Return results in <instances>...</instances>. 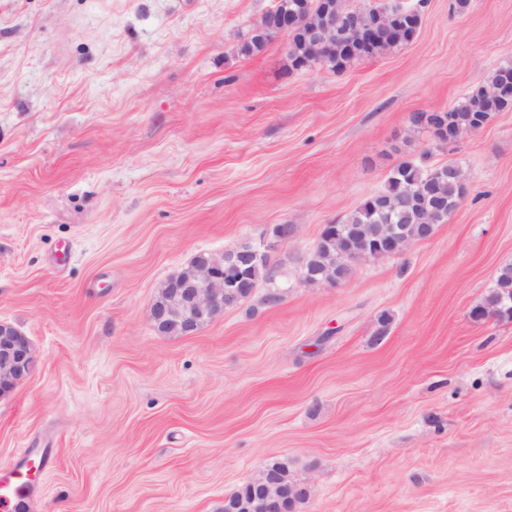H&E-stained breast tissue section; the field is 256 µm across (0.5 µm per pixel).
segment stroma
Here are the masks:
<instances>
[{"mask_svg":"<svg viewBox=\"0 0 512 512\" xmlns=\"http://www.w3.org/2000/svg\"><path fill=\"white\" fill-rule=\"evenodd\" d=\"M274 0H0V469L53 449L36 512H224L273 462L296 512H512V111L447 149L413 125L512 63V0H426L408 44L334 72L241 47ZM409 160L469 190L434 236L301 279L324 225ZM295 236L192 336L149 320L198 253ZM279 289L278 303L266 301ZM512 296V265H507L502 267L497 275L496 278V284L495 287L490 291V293L483 299L481 303L473 307V310L478 312L482 309H487L488 307H491L495 305L501 296ZM506 308V303H502V307L500 308H489L487 310H483L480 313V317L478 319H475L472 317V319L481 321V320H488L496 317H508L512 318V309L510 313L503 312L501 314V311ZM501 314V315H500ZM36 366L29 339L8 323L0 322V394L25 384Z\"/></svg>","mask_w":512,"mask_h":512,"instance_id":"obj_1","label":"stroma"}]
</instances>
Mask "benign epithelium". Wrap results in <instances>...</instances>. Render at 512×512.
Masks as SVG:
<instances>
[{"instance_id": "obj_1", "label": "benign epithelium", "mask_w": 512, "mask_h": 512, "mask_svg": "<svg viewBox=\"0 0 512 512\" xmlns=\"http://www.w3.org/2000/svg\"><path fill=\"white\" fill-rule=\"evenodd\" d=\"M281 0H275L263 19L256 25L254 34L266 40L288 36V29L302 24L298 11L292 15L279 12ZM315 7L319 13L315 30L308 40V51L312 56L321 53H342L352 48L354 42L361 37L363 29L350 26L336 28L333 5L329 0H317ZM418 8L406 6L403 0H386V4L376 9L383 22L402 14L415 13ZM445 169L438 168L433 180L427 187L416 190L404 187L403 194L417 196L424 200L436 195L437 182L442 178ZM439 214L436 205L430 206L429 223L419 224L414 228L399 229L394 224H374L358 231L360 238L366 241L363 248L357 251L348 250L341 236L328 237L336 240V259L349 264L360 260L395 256L403 252L411 244L431 238L436 229L435 217ZM274 242L253 244L245 242L236 248L224 252L221 256L209 255L202 264L189 268L168 279L171 288L170 297L163 301H152L150 319L152 324L162 330H169L171 336H191L199 330L205 320H212L224 310V277H233L232 284L236 288H247L254 292L257 283L246 278L243 268L254 262H261L267 256ZM324 251L321 243H316L302 267V280L312 286L336 285L335 274L328 270L322 262ZM36 366V354L29 339L14 326L0 322V394L10 392L25 384ZM261 488L259 507L266 512H288L284 503L288 493L293 490L296 482L288 474L282 473L275 477H263L258 481Z\"/></svg>"}]
</instances>
